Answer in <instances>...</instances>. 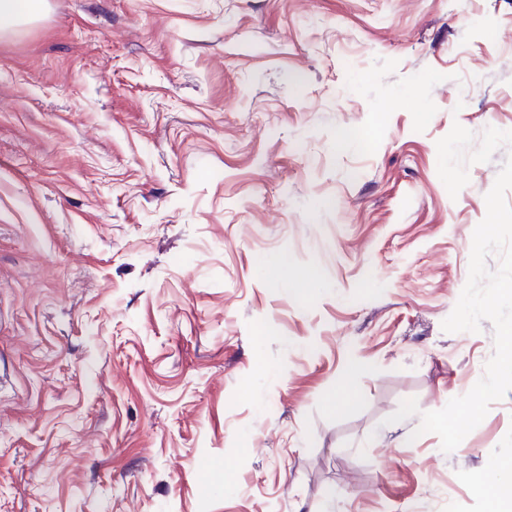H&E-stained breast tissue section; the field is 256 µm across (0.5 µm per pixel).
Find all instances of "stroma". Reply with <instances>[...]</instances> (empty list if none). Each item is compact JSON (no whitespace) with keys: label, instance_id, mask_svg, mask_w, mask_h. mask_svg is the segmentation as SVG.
Masks as SVG:
<instances>
[{"label":"stroma","instance_id":"stroma-1","mask_svg":"<svg viewBox=\"0 0 512 512\" xmlns=\"http://www.w3.org/2000/svg\"><path fill=\"white\" fill-rule=\"evenodd\" d=\"M511 153L512 0L0 31V512H488L512 392L453 452L416 429L493 353L442 323Z\"/></svg>","mask_w":512,"mask_h":512}]
</instances>
